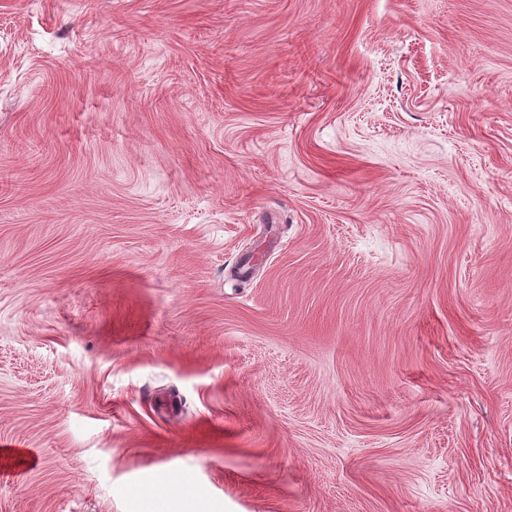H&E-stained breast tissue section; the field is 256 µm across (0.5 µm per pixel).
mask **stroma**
<instances>
[{
  "mask_svg": "<svg viewBox=\"0 0 512 512\" xmlns=\"http://www.w3.org/2000/svg\"><path fill=\"white\" fill-rule=\"evenodd\" d=\"M0 512H512V0H0Z\"/></svg>",
  "mask_w": 512,
  "mask_h": 512,
  "instance_id": "35a3bbf8",
  "label": "stroma"
}]
</instances>
